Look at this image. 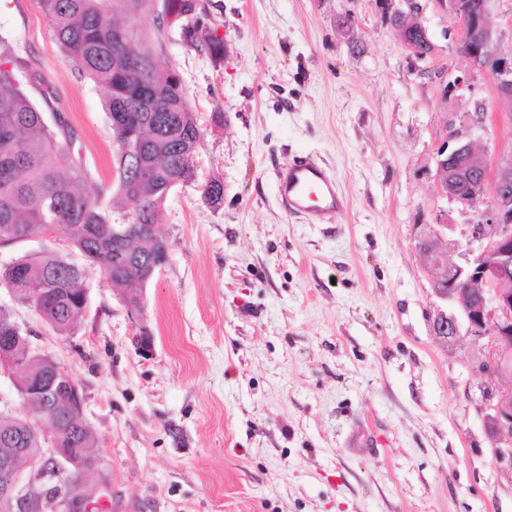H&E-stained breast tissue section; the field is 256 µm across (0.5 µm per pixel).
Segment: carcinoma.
Returning a JSON list of instances; mask_svg holds the SVG:
<instances>
[{
  "mask_svg": "<svg viewBox=\"0 0 512 512\" xmlns=\"http://www.w3.org/2000/svg\"><path fill=\"white\" fill-rule=\"evenodd\" d=\"M52 21L62 52L105 95L119 150L112 157L119 182L113 203L130 209L138 235L127 241L122 259L112 255V209L101 206L102 190L72 163L70 137L63 121L50 122L24 89L10 36L0 32V236L24 240L48 225L63 227L71 248L98 266L116 288H140L142 272L152 263L150 240L143 231L156 224L168 195L195 177L194 155L203 138L176 73L159 81L155 46L137 27L152 0H40ZM400 40L424 42L418 27L389 18ZM186 40L212 56L222 42L197 19ZM208 204L220 206L224 185L218 179L203 189ZM0 281L16 288H52L39 310L42 321L68 334L82 316L73 297L86 287L85 269L46 251L23 254L0 265ZM0 435L14 436L22 448H39L32 422L0 419Z\"/></svg>",
  "mask_w": 512,
  "mask_h": 512,
  "instance_id": "cac0c4a2",
  "label": "carcinoma"
}]
</instances>
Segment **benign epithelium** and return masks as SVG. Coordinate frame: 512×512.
<instances>
[{
  "label": "benign epithelium",
  "instance_id": "7a95c632",
  "mask_svg": "<svg viewBox=\"0 0 512 512\" xmlns=\"http://www.w3.org/2000/svg\"><path fill=\"white\" fill-rule=\"evenodd\" d=\"M439 10L448 14L463 30L460 53L477 68L488 72L501 100L512 98V57L497 51L498 36L489 23L491 0H430ZM385 13L394 16H414L425 35L429 50L421 52L411 46L413 57L423 59L436 50L429 29L425 25L424 0H383ZM472 90L468 72L455 74L441 83V96H461ZM449 141L436 151L435 165L430 180L436 193L464 208H472L484 199L487 186H493V196L481 212V220L473 225L472 239L480 242L473 258L466 264L450 263L445 259L444 235L439 228L446 226L444 215L434 219L435 228L418 237L419 252L432 247L438 257L433 261L436 271L433 291L445 307H439L431 317L432 334L453 346L468 338L474 342L488 338L489 351L478 360L476 372L480 375L509 376L512 374V289L505 287L512 276V194L506 187L512 185V152L500 153L493 163L474 162L477 153L470 141L456 131H449ZM466 174L467 192H461V183L451 177V171ZM149 238L154 245V264L144 274L150 282L157 271L170 260V245L148 225ZM37 369L32 348L22 352L16 337L0 336V375H9L15 381L24 410L36 409L34 426L43 437L42 451L34 454L28 448H12L0 456V498L9 502L12 512H46V497L34 498L20 487L23 471L42 477L48 468L67 472L74 477L73 489L62 502L67 512H80L81 505L91 496V489L82 474L94 466L91 453L69 448V429L80 427L85 395L80 382L65 368L54 363L46 375L35 381ZM486 404L484 426L494 444L498 459L512 461V393L483 392Z\"/></svg>",
  "mask_w": 512,
  "mask_h": 512
}]
</instances>
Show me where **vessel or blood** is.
Masks as SVG:
<instances>
[{"label":"vessel or blood","mask_w":512,"mask_h":512,"mask_svg":"<svg viewBox=\"0 0 512 512\" xmlns=\"http://www.w3.org/2000/svg\"><path fill=\"white\" fill-rule=\"evenodd\" d=\"M277 186L288 213L303 216L311 224L325 223L347 207L334 176L307 157L299 156L280 166Z\"/></svg>","instance_id":"b4317fda"}]
</instances>
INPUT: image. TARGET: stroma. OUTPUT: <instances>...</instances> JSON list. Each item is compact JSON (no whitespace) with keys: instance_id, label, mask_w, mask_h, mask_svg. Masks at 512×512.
Returning <instances> with one entry per match:
<instances>
[{"instance_id":"1","label":"stroma","mask_w":512,"mask_h":512,"mask_svg":"<svg viewBox=\"0 0 512 512\" xmlns=\"http://www.w3.org/2000/svg\"><path fill=\"white\" fill-rule=\"evenodd\" d=\"M382 0H196L221 57L185 41L170 15L158 60L176 70L203 139L196 178L166 199L168 264L144 288L142 319L96 268L73 331L56 334L0 288L33 347L78 379L98 440L83 512H512V462L497 459L475 376L484 343L438 341L434 272L415 247L448 214V260L465 264L476 210L436 195V149L461 130L477 154L512 146V112L458 54L461 30L425 10L434 54L413 63ZM350 25H342L344 15ZM31 98L50 90L71 158L112 183L103 96L55 42L38 0H0ZM473 92L441 99L447 74ZM485 128L466 127L475 102ZM315 158L349 202L327 224L288 214L276 170ZM224 185L220 207L202 187ZM65 228L0 247V261L53 250L84 264ZM153 334L142 355L140 326Z\"/></svg>"}]
</instances>
